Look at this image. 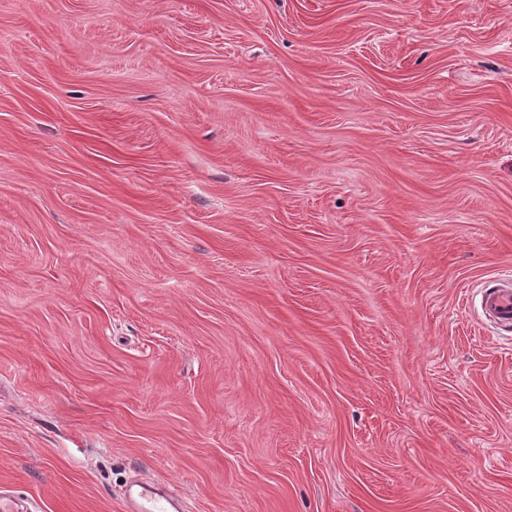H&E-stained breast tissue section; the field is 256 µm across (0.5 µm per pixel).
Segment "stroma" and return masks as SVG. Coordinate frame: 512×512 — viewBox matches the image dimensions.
Returning a JSON list of instances; mask_svg holds the SVG:
<instances>
[{
    "instance_id": "1",
    "label": "stroma",
    "mask_w": 512,
    "mask_h": 512,
    "mask_svg": "<svg viewBox=\"0 0 512 512\" xmlns=\"http://www.w3.org/2000/svg\"><path fill=\"white\" fill-rule=\"evenodd\" d=\"M512 0H0V487L36 512H512ZM480 308L485 317L501 329H512V278L495 280L480 291ZM169 505H173L172 502L163 496H153V495H141L140 500H132L131 506L129 507L130 511L133 512H179L181 511L178 508L173 507L172 509L168 507Z\"/></svg>"
}]
</instances>
